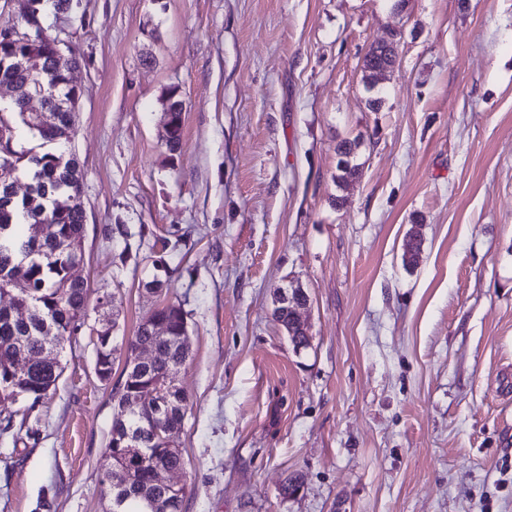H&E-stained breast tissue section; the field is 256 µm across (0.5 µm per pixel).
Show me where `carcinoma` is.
Wrapping results in <instances>:
<instances>
[{"mask_svg":"<svg viewBox=\"0 0 512 512\" xmlns=\"http://www.w3.org/2000/svg\"><path fill=\"white\" fill-rule=\"evenodd\" d=\"M24 16L22 35L0 45V83L7 82L16 92L15 99L0 105V164H10L15 174L29 181L26 194L12 197L0 186V294L13 290L11 283L21 278L28 292H15L16 303L28 308L25 322H17L6 307L0 306V338L12 336L19 341L15 349L0 348V398L20 399L36 405L48 388H56L62 368L52 372L35 363L25 369L24 357L39 358L44 347L59 349V339L71 336L87 323L88 285L69 282L68 270L84 256L86 214L81 202L82 174L75 154L68 149L77 114L72 102L73 89L67 84L70 66L78 63L75 54L66 59L56 56L50 36L35 43L41 26L39 13L52 9L66 11L70 0H31ZM395 63L392 49L368 48L364 55L362 80L370 90L385 78ZM45 92L49 111L40 115L26 111L29 95L37 89ZM167 101L174 111L167 113L163 144L170 154L178 152L184 132V106L175 90ZM358 140L343 139L336 144V184L343 189L358 175L351 164ZM275 320L288 326V332L307 341L306 331L295 326L291 310L277 307ZM167 328V335L156 336L142 320L129 346L151 344L160 354V362L150 368L135 367L122 371L112 387L117 406L131 403L135 390L152 385L163 393L165 412L159 425L182 429L189 400L179 386L178 376L188 360L190 343L186 313L179 304L162 303L150 315ZM142 428L134 408L123 419L113 420L109 442L130 438ZM182 468L179 450L148 431L140 436L137 451L115 457L102 482L112 492V512H143L144 499L159 497L154 484L153 465ZM186 490L158 503L156 512H183Z\"/></svg>","mask_w":512,"mask_h":512,"instance_id":"1","label":"carcinoma"}]
</instances>
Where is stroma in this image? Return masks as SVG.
Wrapping results in <instances>:
<instances>
[{"instance_id": "1", "label": "stroma", "mask_w": 512, "mask_h": 512, "mask_svg": "<svg viewBox=\"0 0 512 512\" xmlns=\"http://www.w3.org/2000/svg\"><path fill=\"white\" fill-rule=\"evenodd\" d=\"M42 22L80 61L89 326L11 407L0 512H105L117 408L90 328L132 335L165 301L191 339L184 512H512V0H80ZM397 29L374 111L362 60ZM290 281L299 354L272 316ZM167 101L174 108L175 112L166 110L167 121L164 135L161 138L163 144L170 154L178 152L182 145L184 132V106L182 100L177 98L176 91L170 90ZM358 140L343 139L336 145V154L339 156L336 170V184L343 189L358 175V167L351 164V158L354 156L358 147Z\"/></svg>"}]
</instances>
